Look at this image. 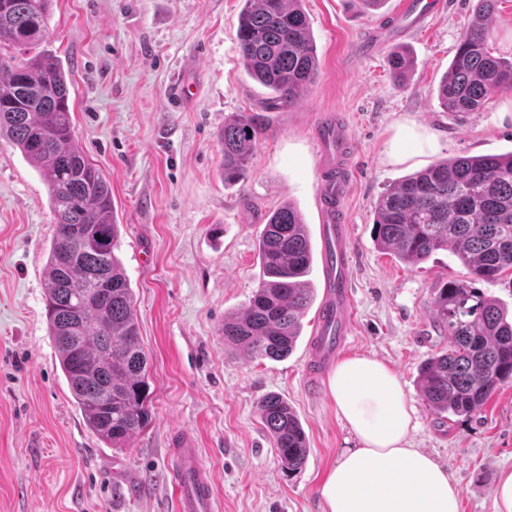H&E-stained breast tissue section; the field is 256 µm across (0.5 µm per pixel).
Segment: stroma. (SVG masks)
Returning a JSON list of instances; mask_svg holds the SVG:
<instances>
[{
	"label": "stroma",
	"instance_id": "1",
	"mask_svg": "<svg viewBox=\"0 0 512 512\" xmlns=\"http://www.w3.org/2000/svg\"><path fill=\"white\" fill-rule=\"evenodd\" d=\"M400 0L372 13L358 0H302L319 73L293 105L270 108L246 72L236 33L243 0H53L46 46L74 86L76 140L112 189L120 224L117 255L134 292L150 383L149 426L114 448L85 424L60 369L45 317L46 263L55 225L48 189L11 142L0 139V512H173L167 444L194 433L211 467L218 512H324L320 489L353 439L328 389H304L318 306L302 319L291 356L253 358L226 349L220 329L243 312L260 280L257 239L283 202L317 235L316 130L344 123L356 168L350 217L354 319L342 357L377 359L400 378L413 408L412 447L457 483L460 512H497L494 488L512 470V383L471 417L443 418L417 384L427 359L447 351L435 321L436 288L468 281L439 251L417 266L380 251L375 204L390 184L432 159L512 152V123L497 102L479 112L444 111L434 93L477 0H447L442 14L382 51L358 57L373 25L391 24ZM408 46L405 83L388 57ZM193 67L195 94L173 103L171 84ZM265 116L242 180L226 183L218 135L230 115ZM405 120L435 132L434 158L384 160ZM283 397L309 441L303 469H281L257 402Z\"/></svg>",
	"mask_w": 512,
	"mask_h": 512
}]
</instances>
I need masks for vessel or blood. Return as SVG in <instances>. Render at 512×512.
<instances>
[{"instance_id": "b4317fda", "label": "vessel or blood", "mask_w": 512, "mask_h": 512, "mask_svg": "<svg viewBox=\"0 0 512 512\" xmlns=\"http://www.w3.org/2000/svg\"><path fill=\"white\" fill-rule=\"evenodd\" d=\"M446 7V0H402L400 12L424 18L437 15ZM349 146L342 123L327 122L319 139L320 166L324 172L318 198L324 293L306 378L308 388L314 392L319 391L322 375L341 346L338 326L351 322L350 228L343 206L353 183ZM168 460L175 512H215L212 475L191 431L183 429L171 435Z\"/></svg>"}]
</instances>
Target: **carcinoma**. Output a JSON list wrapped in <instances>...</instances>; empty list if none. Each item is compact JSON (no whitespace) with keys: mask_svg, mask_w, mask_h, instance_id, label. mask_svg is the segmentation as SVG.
<instances>
[{"mask_svg":"<svg viewBox=\"0 0 512 512\" xmlns=\"http://www.w3.org/2000/svg\"><path fill=\"white\" fill-rule=\"evenodd\" d=\"M237 48L247 73L271 90L270 105L292 104L314 82L319 60L301 0H243ZM498 0H478L448 72L436 88L449 112H478L512 89V60L495 57L487 21ZM53 0H0V138L40 172L55 232L46 267V318L60 367L87 426L114 448L151 421L147 358L134 294L116 255L120 228L112 190L78 145L71 83L44 47ZM414 61L389 57L397 82ZM258 113L235 114L219 134L224 181L243 177L263 134ZM375 242L417 266L438 250L453 253L470 282L436 289L433 314L448 331V351L419 370L422 395L437 414L471 416L512 381V314L472 286L512 272V152L438 161L404 177L378 199ZM261 279L248 308L224 317V345L253 358L281 360L294 350L314 300V250L300 211L275 209L258 240ZM257 410L281 465L305 464L308 442L292 408L266 394Z\"/></svg>","mask_w":512,"mask_h":512,"instance_id":"1","label":"carcinoma"}]
</instances>
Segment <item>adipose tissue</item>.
<instances>
[{
  "instance_id": "ef3b65f1",
  "label": "adipose tissue",
  "mask_w": 512,
  "mask_h": 512,
  "mask_svg": "<svg viewBox=\"0 0 512 512\" xmlns=\"http://www.w3.org/2000/svg\"><path fill=\"white\" fill-rule=\"evenodd\" d=\"M438 147L434 132L405 121L385 159L399 164ZM328 385L357 445L342 449L326 476V512H460V490L447 470L409 445L412 408L396 373L377 359L352 357L336 363Z\"/></svg>"
}]
</instances>
